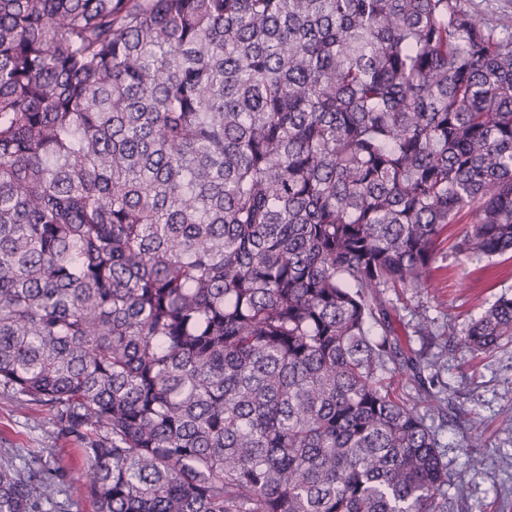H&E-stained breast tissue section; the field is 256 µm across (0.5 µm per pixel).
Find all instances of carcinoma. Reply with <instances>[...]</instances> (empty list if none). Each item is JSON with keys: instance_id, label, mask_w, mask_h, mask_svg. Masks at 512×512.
Masks as SVG:
<instances>
[{"instance_id": "cac0c4a2", "label": "carcinoma", "mask_w": 512, "mask_h": 512, "mask_svg": "<svg viewBox=\"0 0 512 512\" xmlns=\"http://www.w3.org/2000/svg\"><path fill=\"white\" fill-rule=\"evenodd\" d=\"M512 252V32L468 0H0V512H435L388 291ZM512 343V298L460 344ZM413 383L393 395L381 372ZM48 407L32 401H21L0 394V456L11 448H54L48 456L50 466L59 467L76 477L86 462L72 449L71 441H51ZM62 490L63 492L59 493L57 500L64 502L67 512H94L90 498L79 483H73L70 487H62Z\"/></svg>"}]
</instances>
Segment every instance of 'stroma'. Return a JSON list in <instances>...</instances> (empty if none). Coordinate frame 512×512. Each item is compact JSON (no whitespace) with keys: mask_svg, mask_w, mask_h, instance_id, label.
Masks as SVG:
<instances>
[{"mask_svg":"<svg viewBox=\"0 0 512 512\" xmlns=\"http://www.w3.org/2000/svg\"><path fill=\"white\" fill-rule=\"evenodd\" d=\"M461 231L449 225L448 243L432 266L426 283L392 295L403 326L418 315L434 318L437 336H403L405 348L435 361L439 381L454 408L431 413L427 423L437 435L448 483L446 512H512V343L490 354L473 353L456 336L497 299L512 297V256L468 260L457 257L450 244ZM47 407L0 394V455L14 448H48L51 467L71 474L86 463L72 442L51 441ZM481 442V471L470 467L471 437Z\"/></svg>","mask_w":512,"mask_h":512,"instance_id":"stroma-1","label":"stroma"}]
</instances>
